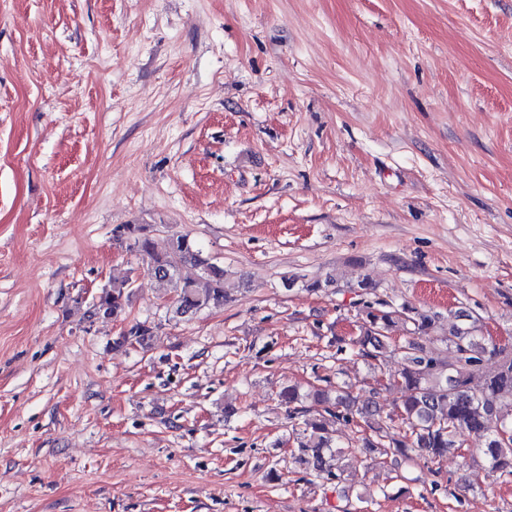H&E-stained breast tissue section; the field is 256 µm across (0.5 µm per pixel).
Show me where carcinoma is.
Here are the masks:
<instances>
[{"label": "carcinoma", "mask_w": 512, "mask_h": 512, "mask_svg": "<svg viewBox=\"0 0 512 512\" xmlns=\"http://www.w3.org/2000/svg\"><path fill=\"white\" fill-rule=\"evenodd\" d=\"M115 240L128 244L140 256L148 271L163 284L177 292V313L197 312L211 305L224 303L227 296L224 268L203 254L188 236L172 234L166 246L158 248L153 229L148 224H124L114 230ZM200 269L197 280L179 277L182 265ZM133 295L130 279L113 281L95 298V315L103 320H118L126 315ZM414 308L393 307L386 302L379 307L367 306L359 325V334L350 345L367 359L382 362L391 354L401 359V369L392 375L389 385L403 392L393 410L383 413L374 390L365 396H352L336 391L317 389L305 396L295 386L279 392L281 401L293 407V413H307L301 406L308 398L321 407L318 416L303 420V429L295 433L298 459L312 466L316 476L342 481L341 466L331 468L326 456L336 460L345 457L330 430L334 420L349 424L361 423L357 442L372 460H397L414 453L427 461H438L461 450L465 437L475 434L477 447L489 470L505 481L512 479V445L505 443L500 431L512 430L505 413L512 412V352L488 345L478 320L463 311L448 320V337L444 339L451 357L446 358L427 346L433 342L434 320L424 314L413 316ZM413 325L404 343L390 347V333L398 324ZM152 334L151 328L135 323L123 333L118 343H143ZM499 358L493 374L481 371L486 357Z\"/></svg>", "instance_id": "obj_1"}]
</instances>
